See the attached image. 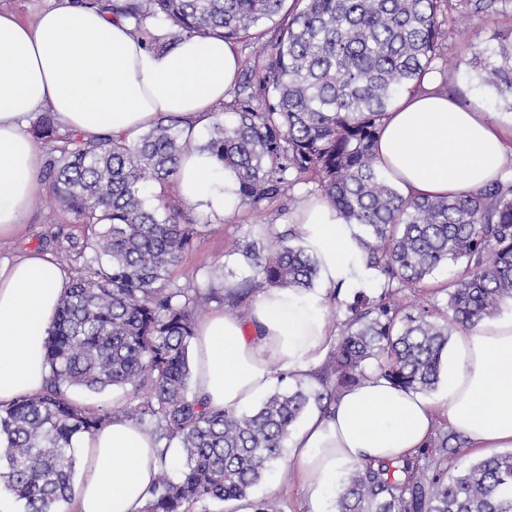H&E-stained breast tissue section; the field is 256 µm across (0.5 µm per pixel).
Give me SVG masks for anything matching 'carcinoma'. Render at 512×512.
<instances>
[{"mask_svg": "<svg viewBox=\"0 0 512 512\" xmlns=\"http://www.w3.org/2000/svg\"><path fill=\"white\" fill-rule=\"evenodd\" d=\"M461 15H490L505 0H460ZM449 0H79L126 20L147 46L167 50L183 36L216 35L250 50L198 146L236 178L240 205L312 183L354 234L365 266L383 279L378 296H361L334 324L337 341L313 374L322 387L274 392L252 413L209 409L189 393L188 347L195 313L210 299L196 286L168 282L196 235L177 199L150 194V183L175 180L192 148L180 120L159 118L137 141L58 135L55 115L41 112L31 136L50 146L41 178L49 197L82 226L79 236L45 240L55 261L73 266L53 326L44 338V387L0 405V486L21 512H62L72 501L75 442L116 417L165 442L159 472L142 512H192L206 501H241L282 457L290 428L312 403L330 400L366 378L373 359L395 386L433 390L455 327L490 317L512 299V174L476 191L445 197L403 194L379 166L375 147L392 104L442 58L446 32L438 16ZM163 18L158 36L149 18ZM275 24L265 40L260 29ZM474 51L468 61L483 84L512 110V39ZM230 113L227 122L221 113ZM288 234L237 246L255 275L227 292L230 310L249 318L254 291L305 293L318 277L316 257ZM463 261L448 283L446 307L405 302L441 263ZM131 389L117 409L87 407L70 390L99 394ZM183 448L180 476L167 474L172 441ZM460 435L442 432L436 474L419 457L391 467L352 466L336 492L334 512H512V452L493 453L445 481Z\"/></svg>", "mask_w": 512, "mask_h": 512, "instance_id": "1", "label": "carcinoma"}]
</instances>
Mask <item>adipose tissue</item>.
I'll return each mask as SVG.
<instances>
[{
    "label": "adipose tissue",
    "mask_w": 512,
    "mask_h": 512,
    "mask_svg": "<svg viewBox=\"0 0 512 512\" xmlns=\"http://www.w3.org/2000/svg\"><path fill=\"white\" fill-rule=\"evenodd\" d=\"M240 58L218 36H185L153 51L126 21L75 0H57L33 24L0 10V240L13 237L38 204L42 152L28 132L38 113L63 129L133 142L159 115L180 118L186 137L208 121L233 88ZM435 73L387 112L376 145L379 163L404 193L443 196L479 189L512 166V129L450 100ZM218 163L187 152L176 187L188 205L221 215L239 201L232 174L213 182ZM292 220L319 261L322 289L298 295L272 288L249 321L213 312L197 326L194 385L210 408L239 412L284 372L308 378L334 331L328 288L366 285L353 238L322 197L301 198ZM69 283L64 268L30 251L0 260V403L40 390L49 375L43 338ZM438 400L370 374L340 392L330 411L309 410L290 442L288 461L303 491L302 512H325L344 468L394 462L426 447L439 421L482 451L512 448V318L483 319L458 332ZM71 512H141L159 467L155 442L117 418L83 437Z\"/></svg>",
    "instance_id": "adipose-tissue-1"
}]
</instances>
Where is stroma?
<instances>
[{
	"label": "stroma",
	"instance_id": "35a3bbf8",
	"mask_svg": "<svg viewBox=\"0 0 512 512\" xmlns=\"http://www.w3.org/2000/svg\"><path fill=\"white\" fill-rule=\"evenodd\" d=\"M441 21L448 32L444 48L448 64L442 70L443 90L460 105L486 112L493 122L512 129V109L466 66L475 48L492 43L494 34L512 32V0L492 16L478 15L464 23L457 10L450 9L445 11ZM299 198V192L294 191L263 203L256 210L241 207L228 217L198 206L190 207L189 214L197 224L198 234L181 261L171 269L168 279L183 286L193 283L203 288H215L214 298L198 309L197 319L225 309L224 283L239 284L252 277V268L235 253V246L254 238L272 239L273 228L277 225L291 228V216ZM60 230L76 234L80 228L73 215L58 209L48 198H41L18 233L0 242V259L37 250L41 237ZM457 270L456 263L440 264L424 282L408 290L409 301L422 306L445 305L444 288ZM301 496L298 476L290 473L286 460L282 459L260 484L252 488L249 500L256 504L272 498L277 501L280 512H299Z\"/></svg>",
	"mask_w": 512,
	"mask_h": 512
}]
</instances>
